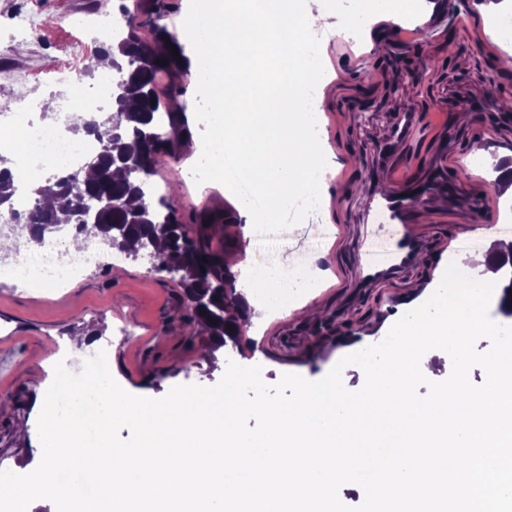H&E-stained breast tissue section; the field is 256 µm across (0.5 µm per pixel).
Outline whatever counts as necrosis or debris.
Instances as JSON below:
<instances>
[{"instance_id": "necrosis-or-debris-1", "label": "necrosis or debris", "mask_w": 512, "mask_h": 512, "mask_svg": "<svg viewBox=\"0 0 512 512\" xmlns=\"http://www.w3.org/2000/svg\"><path fill=\"white\" fill-rule=\"evenodd\" d=\"M13 87L11 99L13 112L8 122L7 136L14 140L19 150V162L12 175L19 182H32L44 172L70 173L82 168L87 158L100 152L101 143L92 137L79 141L70 139L58 125H37L25 117L34 99L35 91L25 78L11 73L7 76ZM53 84L66 86L69 95L67 109H102L112 98L116 81L103 77L96 82H88L82 67L61 63L52 77ZM109 260L112 266L123 262L121 254L84 251L77 254L63 252L59 241L45 238L35 242L26 253L18 256L6 266L0 265V278L21 276L32 283L63 287L81 268L100 264Z\"/></svg>"}]
</instances>
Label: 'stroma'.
Here are the masks:
<instances>
[{"label": "stroma", "mask_w": 512, "mask_h": 512, "mask_svg": "<svg viewBox=\"0 0 512 512\" xmlns=\"http://www.w3.org/2000/svg\"><path fill=\"white\" fill-rule=\"evenodd\" d=\"M18 2L0 0V68L44 82L60 60L92 64L93 52L78 47L82 33L74 21L99 8L100 0H42L45 24L22 42L12 36ZM307 8L326 14L330 22L320 33L324 76L318 91L329 202L272 244H265L251 217L243 215L219 231L213 245L237 253L248 246L256 258L270 249L300 259L312 257L313 243H320L327 255L320 262L326 273L319 288L304 304L270 315L258 329L244 328L239 347H223L205 359L200 347L185 344L197 328L176 301L178 285L146 258L125 260L118 269L89 267L62 288L0 279V470L27 474L38 466V418L54 366L62 361L80 371L91 350L82 336L98 325L109 327L102 347L113 378L134 395L161 398L176 385H214L231 360L260 365L269 385L289 373L316 381L335 365L339 347H366L367 337L388 333L402 304L428 299L455 254L487 258L494 239L512 238V201L505 199L494 170L501 154L512 152V111L495 124L473 120L467 109L450 117L442 112L448 101L472 103L491 90L512 100V79L487 64L512 51V42L494 34L491 16L462 8L445 13L443 24L433 29L418 0H308ZM392 12L401 14L400 23L387 21ZM339 40L346 42L348 57L331 54ZM395 41L407 60L427 48L422 82L385 66ZM403 112L413 114L414 124L395 156L400 175L424 178L439 157L455 155L449 174L457 195L438 207L416 203L409 221L418 227L415 243L422 253L412 256L394 280L382 282L366 278L359 252L367 205L381 199L385 184L373 174L380 147ZM477 141L488 149L480 165L470 155ZM195 162L181 154L160 165L156 180L167 203L184 215L230 208L222 184L186 180L185 171ZM487 192L497 199L489 219L495 226L492 239L477 232L488 218L477 212L476 203ZM451 231L460 233L461 242L440 249V237Z\"/></svg>", "instance_id": "1"}]
</instances>
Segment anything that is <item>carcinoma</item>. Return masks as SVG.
Masks as SVG:
<instances>
[{"label": "carcinoma", "instance_id": "carcinoma-1", "mask_svg": "<svg viewBox=\"0 0 512 512\" xmlns=\"http://www.w3.org/2000/svg\"><path fill=\"white\" fill-rule=\"evenodd\" d=\"M143 9L161 19L173 9L170 0H144ZM126 18L127 34L104 41L95 56L112 51V69L120 74L112 98L118 111V123L105 118H73L69 130L84 131L102 144V151L86 163L93 176L84 178L77 170L66 177H52L33 190V206L24 213L14 211L16 185L6 160L0 158V212L9 218L0 224L17 231L31 241L41 240L59 231L55 212L44 203L48 193L67 199L68 225L75 236L96 238L113 250L130 258L148 252L155 268H171L180 274L178 301L188 311L191 322L204 323L208 336V355L239 342L241 328L232 320L240 295L232 284L233 274L224 265V257L211 250L210 237L204 233L191 237L187 224H229L231 213L202 212L184 216L165 202V196L153 192L151 177L165 157L179 154L182 137H191L185 113L172 109L161 100L155 80L164 74L169 86L188 73V59L179 39L160 29L154 42L141 40ZM177 47L173 55L171 47ZM77 181L82 195L76 196L71 183ZM99 196L112 201L107 209H87L86 204Z\"/></svg>", "mask_w": 512, "mask_h": 512}]
</instances>
